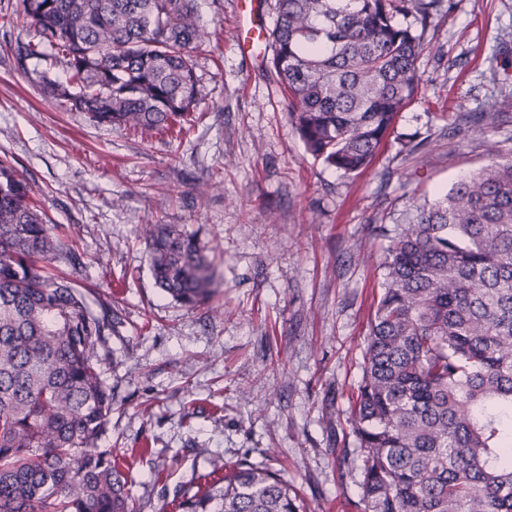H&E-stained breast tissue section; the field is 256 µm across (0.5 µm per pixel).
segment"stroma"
Listing matches in <instances>:
<instances>
[{
	"mask_svg": "<svg viewBox=\"0 0 512 512\" xmlns=\"http://www.w3.org/2000/svg\"><path fill=\"white\" fill-rule=\"evenodd\" d=\"M197 7L209 38L193 125L145 135L52 97L61 59L25 58L33 29L20 0H0V160L80 258L53 273L119 319L100 445L128 460L136 512H174L217 458L278 471L307 512H362L349 417L387 234L464 175L512 159V0H442L416 99L351 177L306 152L267 69L271 49L243 42L244 15L268 31L274 12L250 0ZM149 224L182 225L206 245L209 305L156 287Z\"/></svg>",
	"mask_w": 512,
	"mask_h": 512,
	"instance_id": "stroma-1",
	"label": "stroma"
}]
</instances>
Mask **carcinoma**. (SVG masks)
Returning a JSON list of instances; mask_svg holds the SVG:
<instances>
[{
  "label": "carcinoma",
  "mask_w": 512,
  "mask_h": 512,
  "mask_svg": "<svg viewBox=\"0 0 512 512\" xmlns=\"http://www.w3.org/2000/svg\"><path fill=\"white\" fill-rule=\"evenodd\" d=\"M441 0H274L270 73L308 153L344 175L373 161L418 93ZM28 57L66 66L50 94L90 122L184 130L200 100L196 0H21ZM411 16L417 27L402 26ZM156 286L188 307L216 270L176 224L145 232ZM61 227L0 160V512H134L130 467L99 447L112 394L99 348L117 322L46 264ZM350 422L363 512H512V159L455 182L391 237ZM181 512H306L269 467L215 460Z\"/></svg>",
  "instance_id": "obj_1"
}]
</instances>
